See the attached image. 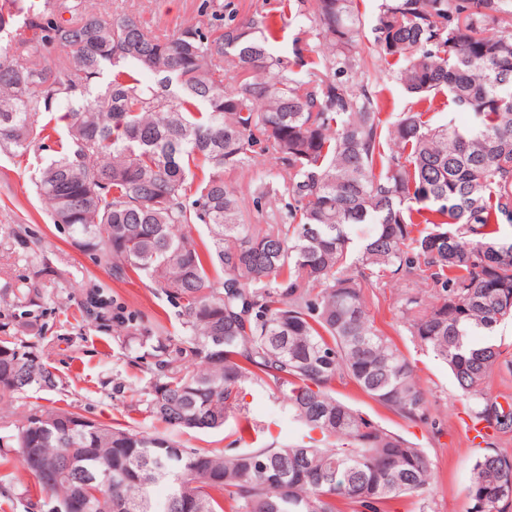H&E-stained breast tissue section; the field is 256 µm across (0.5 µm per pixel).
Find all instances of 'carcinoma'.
<instances>
[{"label": "carcinoma", "instance_id": "1", "mask_svg": "<svg viewBox=\"0 0 512 512\" xmlns=\"http://www.w3.org/2000/svg\"><path fill=\"white\" fill-rule=\"evenodd\" d=\"M0 0V154L51 139L43 117L66 106L58 150L36 178L53 224L113 279L135 273L179 308L182 335L155 333L95 288L84 308L124 350H143L141 411L167 431L97 422L36 404L0 448H15L51 512L78 490L90 512H390L403 497L426 512L434 484L424 449L336 398L350 381L401 418L431 423L416 367L371 319L365 291L403 274L414 343L447 364L469 417L512 431V407L486 396L512 372L490 336L512 320V0H379L371 32L410 104L393 123L362 78L358 0H284L171 35L103 0ZM296 8L321 41L275 55L272 14ZM55 51L63 55L54 57ZM300 67L296 71L293 66ZM156 77L146 86L137 72ZM469 115L426 119L438 96ZM275 160L258 198L284 203L281 224L241 223L224 171ZM203 224L197 243L191 226ZM28 275L0 298L33 315L52 278L42 240L11 228ZM186 359L200 367L183 366ZM62 383L40 346L0 324V401ZM280 398L320 438L221 453L179 435L229 420L263 431L247 390ZM49 464L56 477L38 467ZM512 452L476 456L467 512H512ZM166 493L155 494L158 485Z\"/></svg>", "mask_w": 512, "mask_h": 512}]
</instances>
